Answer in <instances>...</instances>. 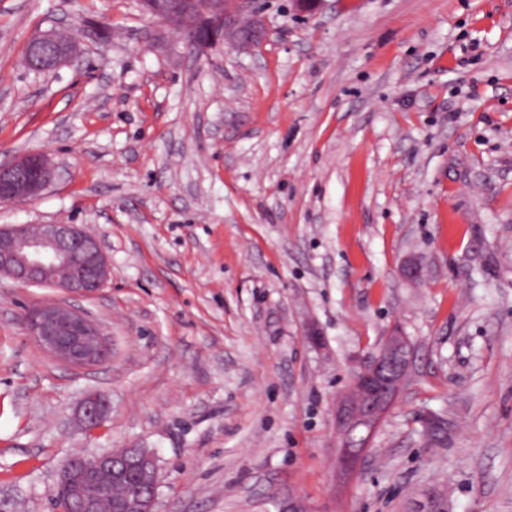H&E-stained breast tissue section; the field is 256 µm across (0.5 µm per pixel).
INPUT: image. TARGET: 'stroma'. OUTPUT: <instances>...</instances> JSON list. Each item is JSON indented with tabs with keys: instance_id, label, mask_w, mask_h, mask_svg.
<instances>
[{
	"instance_id": "stroma-1",
	"label": "stroma",
	"mask_w": 512,
	"mask_h": 512,
	"mask_svg": "<svg viewBox=\"0 0 512 512\" xmlns=\"http://www.w3.org/2000/svg\"><path fill=\"white\" fill-rule=\"evenodd\" d=\"M256 7L265 43L199 53L139 0H0V164L56 171L0 226L79 225L110 263L73 300L0 278V512H55L70 457L132 447L155 512H512V0ZM54 25L79 60L28 70ZM66 301L101 363L29 335ZM395 328L408 377L342 477L338 396ZM23 321L44 351L72 367L85 368L108 355V337L102 326L76 309L44 304L28 311ZM82 421L88 430L101 422L105 415V402L97 392L86 393L79 406Z\"/></svg>"
}]
</instances>
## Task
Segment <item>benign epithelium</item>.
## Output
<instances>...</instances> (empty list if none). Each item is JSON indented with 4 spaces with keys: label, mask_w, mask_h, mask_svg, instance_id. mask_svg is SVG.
Instances as JSON below:
<instances>
[{
    "label": "benign epithelium",
    "mask_w": 512,
    "mask_h": 512,
    "mask_svg": "<svg viewBox=\"0 0 512 512\" xmlns=\"http://www.w3.org/2000/svg\"><path fill=\"white\" fill-rule=\"evenodd\" d=\"M209 7L224 26L209 28L199 39L195 38L197 24L191 22L196 0H164L151 7V13L172 27L183 41H196L200 51L224 42L246 50L270 35L254 0H210ZM79 53L74 38L61 37L57 28L36 33L25 47L30 69L35 72L42 71L44 65L57 70L74 62ZM53 175V166L40 153L0 164V203H15L38 194ZM109 275L100 242L75 224H42L36 232L28 224L0 226V278L88 296L102 288ZM23 321L44 351L72 367L85 368L108 355V337L102 326L76 309L44 304L28 311ZM413 355L409 337L394 330L384 337L376 352L358 361L350 390L338 406L337 435L350 449L347 460L357 458L366 447V439L394 405ZM79 411L85 427L91 430L103 420L105 402L99 393L88 392ZM80 461L79 457L68 459L58 473L56 502L60 512H155L160 468L153 452L145 448H127L119 455L105 452L97 457L94 469H82ZM103 473L112 481L136 480L135 493L119 501L92 494L90 486L100 483Z\"/></svg>",
    "instance_id": "7a95c632"
}]
</instances>
